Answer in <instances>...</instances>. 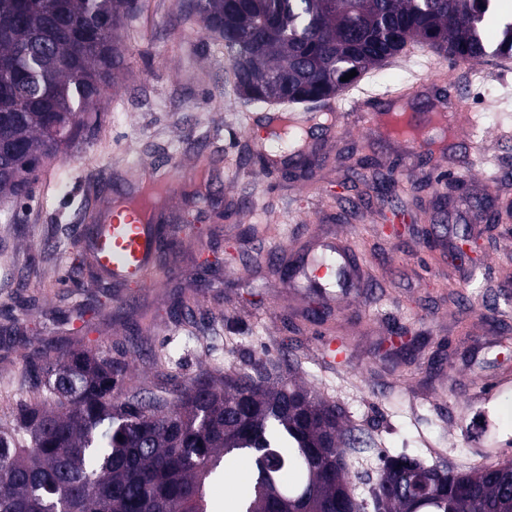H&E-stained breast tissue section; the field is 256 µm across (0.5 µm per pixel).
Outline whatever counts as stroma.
<instances>
[{"label":"stroma","mask_w":512,"mask_h":512,"mask_svg":"<svg viewBox=\"0 0 512 512\" xmlns=\"http://www.w3.org/2000/svg\"><path fill=\"white\" fill-rule=\"evenodd\" d=\"M126 68L100 101L101 124L44 164L30 196L0 198V417L34 394L24 368L33 354L82 348L126 362L127 382L158 391L170 380L224 372L245 356L290 360L293 373L339 406L373 445L351 468L358 497L376 482L380 455L478 466L488 449L512 457V421L468 391L512 371V217L490 223L479 202L512 197V59L468 64L431 50L374 72L369 106L386 92L441 77L407 113L433 112L436 95L463 91L480 125L427 153L384 141L356 116L334 130L313 126L325 162L310 187L284 165L240 161L247 137L266 136L258 109L238 99L231 65L179 0H144L122 32ZM371 146L373 172L404 192L396 203L411 230L391 235V211L346 190L347 149ZM181 161L191 181L208 171L210 196L175 194L157 219L176 250L159 260L156 285L112 283L85 266L81 218L99 191L132 174ZM346 245L360 267L357 292L333 304L302 280L285 283L257 256L297 258L322 239ZM189 298L177 324L174 302Z\"/></svg>","instance_id":"stroma-1"}]
</instances>
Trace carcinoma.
Wrapping results in <instances>:
<instances>
[{
  "mask_svg": "<svg viewBox=\"0 0 512 512\" xmlns=\"http://www.w3.org/2000/svg\"><path fill=\"white\" fill-rule=\"evenodd\" d=\"M495 0H182L230 61L245 105L296 112L335 80L363 76L409 45L472 66L512 55V20L489 48ZM139 0H0V193H32L39 168L100 120L92 111L124 68L121 31ZM103 23L110 34L97 36ZM200 374L158 395L119 391L125 367L68 350L31 358L34 401L0 420V512H214L210 487L238 454L254 469L237 512H336L351 491L346 451L366 441L339 407L274 368ZM376 484L409 469L439 483L384 512H512V465L460 470L405 454Z\"/></svg>",
  "mask_w": 512,
  "mask_h": 512,
  "instance_id": "carcinoma-1",
  "label": "carcinoma"
}]
</instances>
